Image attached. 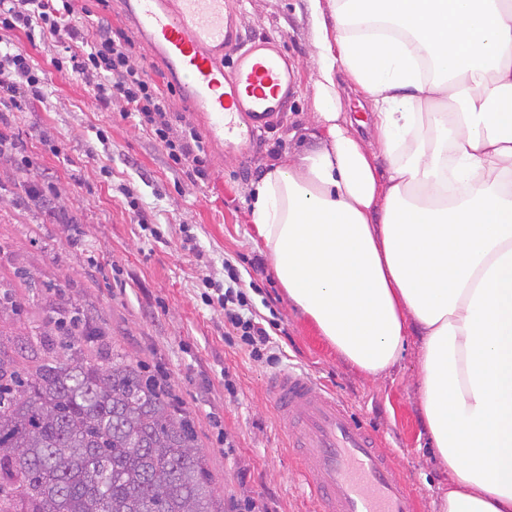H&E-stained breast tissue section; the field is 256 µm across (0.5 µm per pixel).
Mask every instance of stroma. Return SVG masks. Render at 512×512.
I'll return each mask as SVG.
<instances>
[{
  "mask_svg": "<svg viewBox=\"0 0 512 512\" xmlns=\"http://www.w3.org/2000/svg\"><path fill=\"white\" fill-rule=\"evenodd\" d=\"M78 22L91 26L107 15L113 32L134 37L131 62L146 66L164 92L174 124H192L206 151L208 177L194 183L188 170L169 165L163 148L138 117L120 103L101 106L91 86L54 71L57 42L30 45L11 33L33 68L47 72L42 100H19L0 115L22 139L23 152L0 147V282L21 302L7 316L14 334L59 309L91 317L109 340L162 380L191 412L197 444L213 476L220 512L230 496L275 502L277 512H316L296 475L273 415L268 380L281 370L303 369L332 388L393 449L421 512H437L448 489V471L428 442L415 380L420 338L410 333L392 370L377 378L345 360L300 316L273 274L249 222L251 183L273 158L318 145L315 112L317 58L307 0H224L244 40H276L296 79L284 112L254 144L224 143L204 113L169 89L125 8V0H78ZM43 184L54 205L74 221L60 224L26 194ZM142 209L133 211L128 196ZM148 223H141L140 212ZM232 260L243 283H256L258 314L270 321L269 358L257 359L224 333V312L201 298L203 281L224 279ZM234 451L225 454V441Z\"/></svg>",
  "mask_w": 512,
  "mask_h": 512,
  "instance_id": "35a3bbf8",
  "label": "stroma"
}]
</instances>
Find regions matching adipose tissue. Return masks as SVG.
<instances>
[{
  "label": "adipose tissue",
  "mask_w": 512,
  "mask_h": 512,
  "mask_svg": "<svg viewBox=\"0 0 512 512\" xmlns=\"http://www.w3.org/2000/svg\"><path fill=\"white\" fill-rule=\"evenodd\" d=\"M309 9L319 145L252 183L256 238L291 306L365 375L419 332V403L448 469L438 512H512V0ZM341 74L372 140L342 110Z\"/></svg>",
  "instance_id": "ef3b65f1"
}]
</instances>
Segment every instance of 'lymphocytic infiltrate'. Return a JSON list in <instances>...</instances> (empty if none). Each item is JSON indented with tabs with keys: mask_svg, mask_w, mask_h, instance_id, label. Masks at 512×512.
Wrapping results in <instances>:
<instances>
[{
	"mask_svg": "<svg viewBox=\"0 0 512 512\" xmlns=\"http://www.w3.org/2000/svg\"><path fill=\"white\" fill-rule=\"evenodd\" d=\"M75 0H0V30L25 32L29 42L74 40L68 55L56 59V71H64L92 84L102 105L121 100L124 114H135L150 125L167 158L174 166L187 167L198 180H205L204 146L191 125L173 130L168 102L147 70L131 64L132 40L113 33L107 17H98L91 30L77 27ZM45 79L31 67L27 53L12 42L0 47V103L18 96L38 99ZM229 282L217 302L224 321L240 337L251 355H258L269 342V333L257 319L255 307L240 286L241 277L232 263H225Z\"/></svg>",
	"mask_w": 512,
	"mask_h": 512,
	"instance_id": "f902f5d3",
	"label": "lymphocytic infiltrate"
}]
</instances>
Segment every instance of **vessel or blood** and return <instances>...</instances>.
<instances>
[{"instance_id": "1", "label": "vessel or blood", "mask_w": 512, "mask_h": 512, "mask_svg": "<svg viewBox=\"0 0 512 512\" xmlns=\"http://www.w3.org/2000/svg\"><path fill=\"white\" fill-rule=\"evenodd\" d=\"M126 2L154 62L214 136L253 142L287 105L293 79L279 46H242L224 0ZM269 396L317 512H418L382 438L311 373L274 374Z\"/></svg>"}]
</instances>
